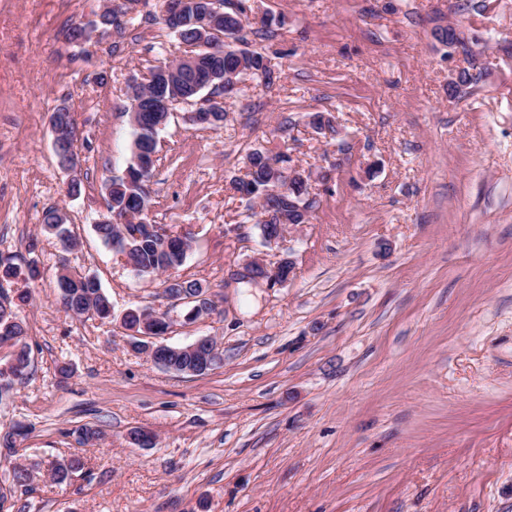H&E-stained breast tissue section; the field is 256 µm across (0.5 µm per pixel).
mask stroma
I'll list each match as a JSON object with an SVG mask.
<instances>
[{"label":"stroma","mask_w":512,"mask_h":512,"mask_svg":"<svg viewBox=\"0 0 512 512\" xmlns=\"http://www.w3.org/2000/svg\"><path fill=\"white\" fill-rule=\"evenodd\" d=\"M106 2L0 0V252L40 271L7 286L30 295L33 371L0 403V433L30 427L0 485L34 465L37 512H512V0H249L245 45L279 79L240 84L217 129L188 120L210 91L176 105L145 184L150 222L191 241L179 276L214 300L193 323L164 275H134L94 230L132 160L127 84L183 50L161 0L71 44ZM267 15L285 22L264 38ZM451 24L465 46L436 39ZM64 103L74 198L49 125ZM315 112L335 133L314 132ZM255 148L316 176L309 222L278 247L235 189ZM52 206L71 251L41 230ZM286 255L285 286L231 277ZM64 264L98 277L115 320L65 311ZM134 306L173 316L168 344L213 337L223 363L182 375L133 352L117 315ZM135 429L155 443H131ZM72 457L83 469L56 484Z\"/></svg>","instance_id":"obj_1"}]
</instances>
